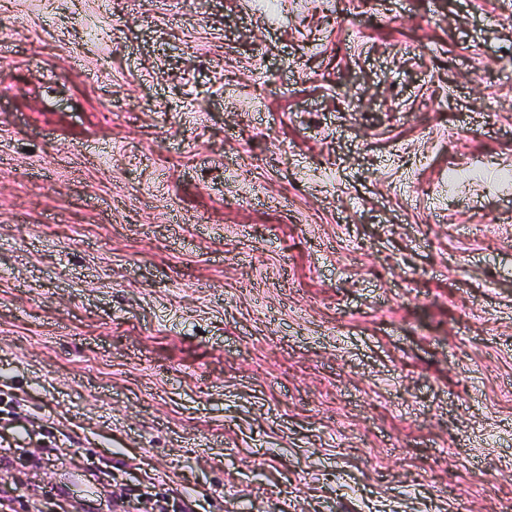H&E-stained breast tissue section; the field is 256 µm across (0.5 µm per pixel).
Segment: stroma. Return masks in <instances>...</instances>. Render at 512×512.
<instances>
[{
  "instance_id": "1",
  "label": "stroma",
  "mask_w": 512,
  "mask_h": 512,
  "mask_svg": "<svg viewBox=\"0 0 512 512\" xmlns=\"http://www.w3.org/2000/svg\"><path fill=\"white\" fill-rule=\"evenodd\" d=\"M0 458L512 512V0H0Z\"/></svg>"
}]
</instances>
